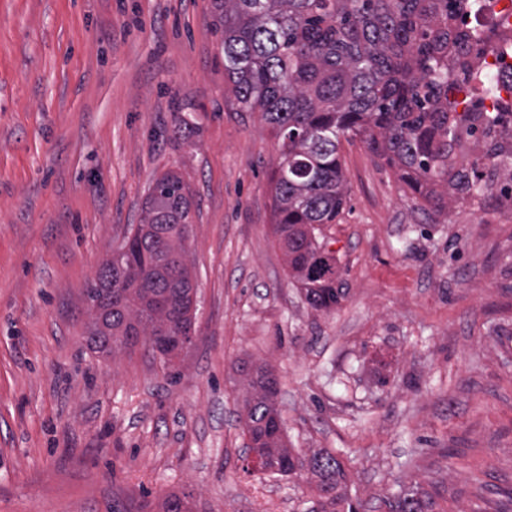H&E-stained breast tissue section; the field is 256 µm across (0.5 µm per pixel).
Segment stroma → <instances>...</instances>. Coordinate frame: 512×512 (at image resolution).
I'll list each match as a JSON object with an SVG mask.
<instances>
[{"label": "stroma", "instance_id": "stroma-1", "mask_svg": "<svg viewBox=\"0 0 512 512\" xmlns=\"http://www.w3.org/2000/svg\"><path fill=\"white\" fill-rule=\"evenodd\" d=\"M279 144L224 77L213 0H0V512H320L305 469H249L244 401L277 380L287 444L362 512H512V184L440 210L359 140L325 229L343 297L313 309L272 233ZM192 199L193 342H86L84 290L152 183ZM309 467L318 479L316 491L321 499V511L354 512L353 503L342 492L346 484V472L336 457L320 451L312 456Z\"/></svg>", "mask_w": 512, "mask_h": 512}]
</instances>
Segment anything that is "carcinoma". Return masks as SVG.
I'll use <instances>...</instances> for the list:
<instances>
[{"mask_svg":"<svg viewBox=\"0 0 512 512\" xmlns=\"http://www.w3.org/2000/svg\"><path fill=\"white\" fill-rule=\"evenodd\" d=\"M472 0H213L224 34V74L247 111H259L281 142L272 172L274 235L288 273L309 305L339 304L336 262L322 228L336 223L347 197L341 139L360 138L423 203L443 209L473 191L468 175L452 172V155L476 121L500 112H469L471 97L448 95V53L464 40L455 19ZM496 168L512 182V143H493ZM192 201L175 173L150 187L130 249L107 260L86 288L93 313L87 343L97 352L132 351L158 336L192 343L194 287L183 259ZM255 393L244 403L247 435L265 471L291 475L303 461L287 448L276 402V379L256 371ZM321 512H354L343 494L346 472L327 452L309 461ZM412 494L395 512H425ZM112 512H154L142 499L112 502ZM159 512H191L177 494Z\"/></svg>","mask_w":512,"mask_h":512,"instance_id":"carcinoma-1","label":"carcinoma"}]
</instances>
